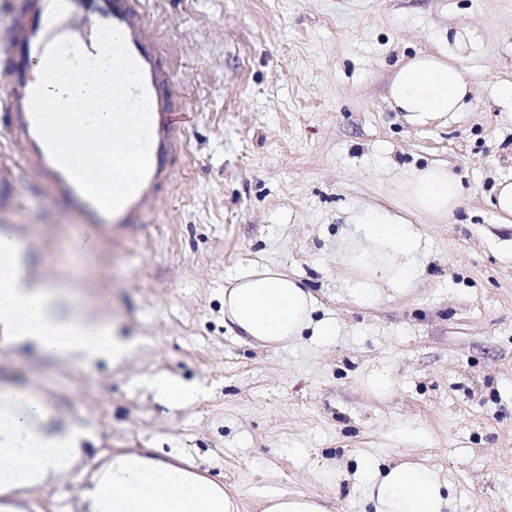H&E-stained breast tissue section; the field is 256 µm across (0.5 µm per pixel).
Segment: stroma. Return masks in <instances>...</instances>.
<instances>
[{
  "label": "stroma",
  "instance_id": "1",
  "mask_svg": "<svg viewBox=\"0 0 512 512\" xmlns=\"http://www.w3.org/2000/svg\"><path fill=\"white\" fill-rule=\"evenodd\" d=\"M140 3L190 114L146 224L74 253L77 217L25 173L0 112V231L35 271L100 299L135 347L115 366L0 343V383L47 392L56 426L89 432L90 468L105 450L172 452L236 488L242 512L271 490L361 512L359 455L434 466L457 512H512V227L492 207L512 175V102L499 93L512 84V0ZM419 53L449 56L472 94L448 123L415 129L388 90ZM434 162L467 194L439 221L405 213L427 241L418 286L382 284L357 303L340 263L348 225L400 210L404 180ZM253 265L299 280L337 336L267 347L225 325L224 288ZM375 368L389 395L363 385ZM160 374L198 400L160 398ZM399 421L428 443L398 437Z\"/></svg>",
  "mask_w": 512,
  "mask_h": 512
}]
</instances>
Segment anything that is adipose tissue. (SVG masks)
Returning a JSON list of instances; mask_svg holds the SVG:
<instances>
[{"instance_id":"ef3b65f1","label":"adipose tissue","mask_w":512,"mask_h":512,"mask_svg":"<svg viewBox=\"0 0 512 512\" xmlns=\"http://www.w3.org/2000/svg\"><path fill=\"white\" fill-rule=\"evenodd\" d=\"M471 86L445 56L418 54L399 66L389 86L392 107L414 127L447 122L462 111ZM413 212L443 219L458 205L463 186L447 166L413 170L401 186ZM342 257L358 302L379 284L412 288L422 273L420 231L387 210L358 214L345 235ZM76 294L32 272L14 235L0 233V340L29 344L52 359L121 362L130 345L118 330L80 313ZM316 299L277 268L238 273L224 290V317L244 335L281 344L312 331L335 336L331 319H314ZM85 435L51 421L47 394L0 385V512H20L18 492L49 490L76 480L78 512H241L238 490L191 467L157 457L152 449L110 453L89 469ZM356 482L366 512H453L450 486L433 468L413 461L383 463L360 456Z\"/></svg>"}]
</instances>
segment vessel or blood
<instances>
[{
  "label": "vessel or blood",
  "instance_id": "1",
  "mask_svg": "<svg viewBox=\"0 0 512 512\" xmlns=\"http://www.w3.org/2000/svg\"><path fill=\"white\" fill-rule=\"evenodd\" d=\"M101 24L123 33L130 54L142 69L151 107L148 174L136 193L112 214L104 213L86 197L52 159L30 111L36 86L33 71L42 65L49 44L69 38L90 56H97V27ZM146 28L138 0H20L9 40L0 49V69L7 75L5 84L0 85V111L9 115L11 138L26 147L24 168L79 217L91 237L110 236L116 224L140 223L156 194L168 184L170 158L179 149L186 111L170 93L173 77L163 66L164 47L160 40L148 36Z\"/></svg>",
  "mask_w": 512,
  "mask_h": 512
}]
</instances>
